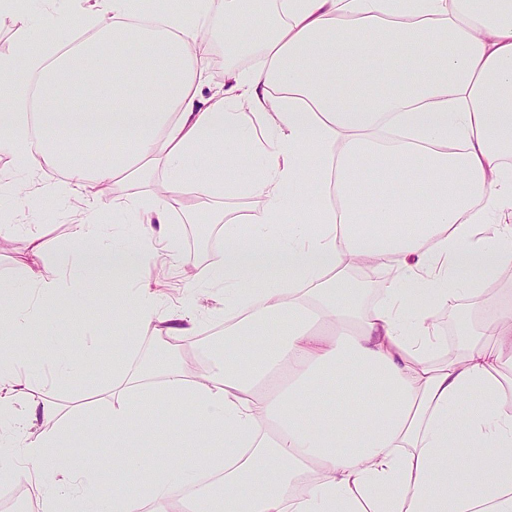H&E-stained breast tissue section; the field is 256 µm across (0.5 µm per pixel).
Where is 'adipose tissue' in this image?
<instances>
[{"label": "adipose tissue", "mask_w": 512, "mask_h": 512, "mask_svg": "<svg viewBox=\"0 0 512 512\" xmlns=\"http://www.w3.org/2000/svg\"><path fill=\"white\" fill-rule=\"evenodd\" d=\"M74 2L36 16L0 0L21 23L0 77L40 87L34 100L25 83L0 94V154L13 161L0 193L70 199L76 217L57 277L36 271L35 242L0 288V451L24 449L0 483L53 474L42 512H512V0H273L243 37L230 22L258 0ZM46 24L95 35L64 51L40 40ZM206 38L224 41L213 91L194 50ZM47 166L65 179L27 191L15 177ZM144 175L161 195H132ZM191 189L264 202L227 221L223 253L194 277L188 304L224 305V349L204 351L193 377L140 344L195 335L196 315L130 287L156 252L179 259L168 214ZM103 208L134 216L133 242L112 245L86 220ZM354 258L384 278L348 277ZM104 289L114 319L134 318L102 415L113 448L181 432L178 450L125 458L152 476L113 479L108 496L90 467L59 463L93 424L30 440L59 406L14 407L32 317L18 297L77 305ZM462 293L490 315L452 355L439 310ZM144 406L159 417L143 422ZM190 488L198 496L181 499Z\"/></svg>", "instance_id": "obj_1"}]
</instances>
